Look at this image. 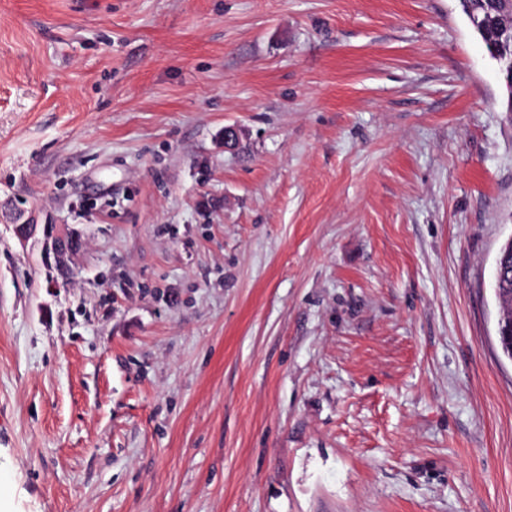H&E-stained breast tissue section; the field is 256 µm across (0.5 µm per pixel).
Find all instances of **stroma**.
Masks as SVG:
<instances>
[{
    "label": "stroma",
    "instance_id": "obj_1",
    "mask_svg": "<svg viewBox=\"0 0 512 512\" xmlns=\"http://www.w3.org/2000/svg\"><path fill=\"white\" fill-rule=\"evenodd\" d=\"M511 238L458 0H0L9 512H512ZM10 227L22 247L33 239L34 243L41 245L42 258L47 266L57 272L69 273L67 262L70 255L77 251L78 232L62 229L58 224H35L31 218L10 224Z\"/></svg>",
    "mask_w": 512,
    "mask_h": 512
}]
</instances>
